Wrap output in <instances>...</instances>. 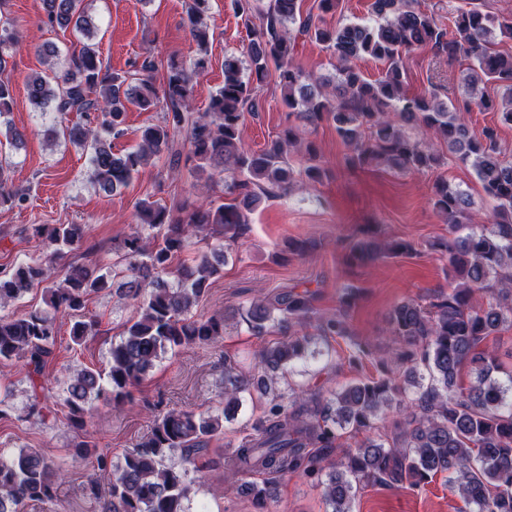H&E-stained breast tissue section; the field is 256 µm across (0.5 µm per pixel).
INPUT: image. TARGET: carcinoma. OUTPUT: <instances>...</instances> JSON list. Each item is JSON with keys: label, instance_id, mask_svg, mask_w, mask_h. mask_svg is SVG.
<instances>
[{"label": "carcinoma", "instance_id": "cac0c4a2", "mask_svg": "<svg viewBox=\"0 0 512 512\" xmlns=\"http://www.w3.org/2000/svg\"><path fill=\"white\" fill-rule=\"evenodd\" d=\"M257 2L234 0L248 44L243 56H224V83L210 96L206 111L195 117L194 80L210 65V0H187L197 53L187 66L169 59L159 86L151 56L132 72L103 69L94 43L97 27L86 0H43L45 25L70 28L82 37L79 51L65 59L63 69L50 76L36 73L27 83L34 108L79 116L80 122L70 127L47 129V138L61 135L91 149L94 179L101 190L112 193L166 152L179 164L183 157L173 151V142L184 130L190 150L183 159L198 170L230 175L225 188L234 198L197 207H167L143 199L136 223L150 234L137 232L124 240L125 269L108 274L97 265L73 262L59 282L52 279L53 264L84 247L88 225H32L30 238L43 257L0 274V308L41 284L46 308L0 315V362H24L30 378L29 412L45 424L53 406L38 378L56 358L55 314L80 313L91 295L112 289L136 300L137 317L112 344L107 372L84 368L69 376L65 418L72 428L82 430L94 415L93 401L103 399L115 406L129 401L131 389L162 354L207 347L224 338L225 315L192 314L212 279L223 271L224 250L214 247L192 263L181 264L176 287L166 276L175 257L193 240L234 241L248 223L247 215L263 200L290 193L299 176L310 183L321 180L313 144L305 147L308 165L303 170L296 171L290 163L288 150L297 143L291 126L262 150L244 146L245 113L257 111L256 89L273 70L288 116L313 127L332 122L348 149L345 164L350 168L376 163L403 174L437 169L445 158L423 134L434 131L456 161L472 168L493 201L491 223H471L470 195L443 177L435 180L431 202L448 224L450 237L434 248L447 253L455 285L425 305L407 300L391 311L392 332L406 343L400 363L407 366L410 379L404 386L385 372L334 391L300 387L286 392L281 380L295 362L308 356L311 345L309 334L301 332L314 318L311 295L290 290L238 307L236 313L253 335L263 336L277 325L288 330V339L262 348L258 373L225 362L222 413L168 411L119 464L96 453L91 441L75 443L73 458L112 476L107 496L99 499L100 512H188L197 481L188 465L223 432L224 424L237 419L245 397L254 391L268 398V406L249 423L225 466L230 491L249 495L259 512H276L275 481L257 482L254 474L300 472L319 479L328 453L335 449L341 456L324 482L325 512H354L357 493L366 484L418 487L438 474L448 475V483L457 488L464 503L461 512H512V374L504 380L494 376L499 366L485 346L489 337L512 328V161L501 150L497 127L486 126L476 135L461 116L474 105L498 113L501 123L512 126V55L497 51L492 40L496 30L512 37V18L471 8L458 11L444 29L417 7L418 0H373L374 23L330 26L325 15L336 12L339 0H319V14L305 16L300 0H269L266 7ZM294 24L298 34L321 43L338 62L333 93L324 92L327 82L296 64L297 42L289 32ZM426 46L450 62L462 57L471 61L463 105L443 102L435 89L412 97L403 92L406 55ZM365 57L385 64V72L373 82L354 65ZM489 83L502 90L500 99L485 95ZM12 101L11 83L0 80V118L7 116ZM160 103L166 107L163 124L146 127L136 149L113 152L112 141L122 136L128 109L147 111ZM25 200L9 185L0 160V205ZM412 250L406 240L381 244L359 239L350 247V259L377 262ZM97 326L92 318L74 321L70 341L82 346ZM315 329L319 336L349 335L342 313L318 320ZM464 368L473 375L466 386L458 383ZM410 386L415 388L411 395ZM392 405L397 415L386 432H376L379 412ZM350 431L363 434L353 452L341 443ZM176 452L181 455L178 466L168 463ZM67 475L35 448L0 452V512H22L29 503L56 500Z\"/></svg>", "mask_w": 512, "mask_h": 512}]
</instances>
